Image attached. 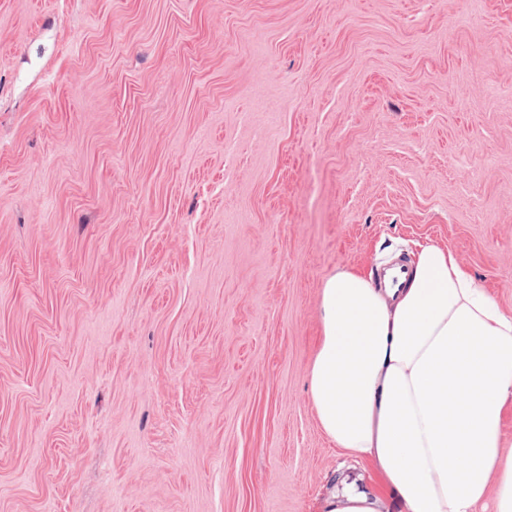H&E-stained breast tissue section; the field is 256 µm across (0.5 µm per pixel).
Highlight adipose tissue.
Returning a JSON list of instances; mask_svg holds the SVG:
<instances>
[{
    "label": "adipose tissue",
    "instance_id": "ef3b65f1",
    "mask_svg": "<svg viewBox=\"0 0 512 512\" xmlns=\"http://www.w3.org/2000/svg\"><path fill=\"white\" fill-rule=\"evenodd\" d=\"M309 397L376 483L323 512H512V314L455 255L424 245L399 294L346 268L320 291Z\"/></svg>",
    "mask_w": 512,
    "mask_h": 512
}]
</instances>
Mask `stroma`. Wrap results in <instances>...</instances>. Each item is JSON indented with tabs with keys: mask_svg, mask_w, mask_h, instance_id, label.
<instances>
[{
	"mask_svg": "<svg viewBox=\"0 0 512 512\" xmlns=\"http://www.w3.org/2000/svg\"><path fill=\"white\" fill-rule=\"evenodd\" d=\"M434 243L512 313V0H0V512H319V294Z\"/></svg>",
	"mask_w": 512,
	"mask_h": 512,
	"instance_id": "1",
	"label": "stroma"
}]
</instances>
